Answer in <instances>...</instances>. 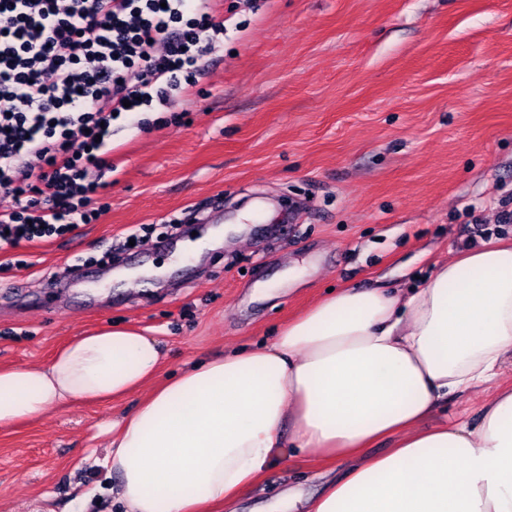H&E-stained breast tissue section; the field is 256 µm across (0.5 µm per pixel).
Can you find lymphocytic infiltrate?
I'll list each match as a JSON object with an SVG mask.
<instances>
[{
	"instance_id": "lymphocytic-infiltrate-1",
	"label": "lymphocytic infiltrate",
	"mask_w": 512,
	"mask_h": 512,
	"mask_svg": "<svg viewBox=\"0 0 512 512\" xmlns=\"http://www.w3.org/2000/svg\"><path fill=\"white\" fill-rule=\"evenodd\" d=\"M224 30L210 0H0V244L91 221L112 122L170 111Z\"/></svg>"
}]
</instances>
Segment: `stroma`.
<instances>
[{"label":"stroma","mask_w":512,"mask_h":512,"mask_svg":"<svg viewBox=\"0 0 512 512\" xmlns=\"http://www.w3.org/2000/svg\"><path fill=\"white\" fill-rule=\"evenodd\" d=\"M224 50L176 121H114L95 218L0 246V368L115 324L156 337L154 378L271 342L329 289L411 288L512 242V0H216ZM82 278L71 288L64 267ZM495 384L429 425L477 423ZM139 394L0 430V512H124L97 465ZM350 459L291 444L234 512L316 495Z\"/></svg>","instance_id":"1"}]
</instances>
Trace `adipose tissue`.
I'll return each instance as SVG.
<instances>
[{
  "label": "adipose tissue",
  "mask_w": 512,
  "mask_h": 512,
  "mask_svg": "<svg viewBox=\"0 0 512 512\" xmlns=\"http://www.w3.org/2000/svg\"><path fill=\"white\" fill-rule=\"evenodd\" d=\"M159 341L133 328L71 339L40 368L0 370V430L151 381ZM512 363V246L438 265L416 288H345L274 340L194 363L106 429L99 464L126 512H209L247 493L283 440L354 457L306 512H512V387L478 424L419 429L438 402ZM398 446L365 457L389 435Z\"/></svg>",
  "instance_id": "adipose-tissue-1"
}]
</instances>
